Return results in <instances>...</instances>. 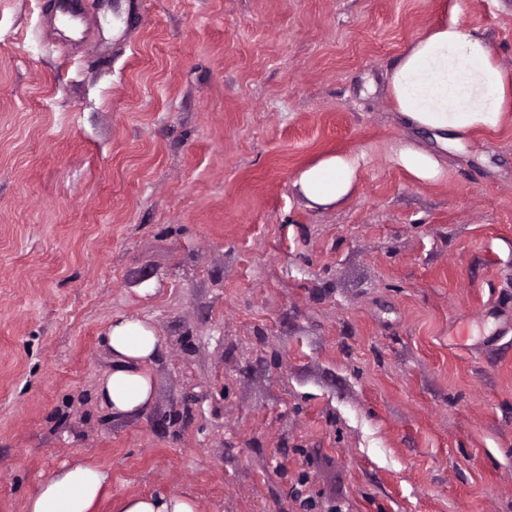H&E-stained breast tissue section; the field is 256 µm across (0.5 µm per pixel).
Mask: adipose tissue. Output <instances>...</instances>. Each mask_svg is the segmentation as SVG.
Masks as SVG:
<instances>
[{"label":"adipose tissue","instance_id":"1","mask_svg":"<svg viewBox=\"0 0 512 512\" xmlns=\"http://www.w3.org/2000/svg\"><path fill=\"white\" fill-rule=\"evenodd\" d=\"M387 91L398 115L415 130L427 133L435 148L402 143L398 164L417 182L436 183L447 175L442 151L468 137L499 131L512 120V73L495 57L488 40L451 17L415 37L387 77ZM360 156L330 154L304 168L295 184L308 207L345 205L354 195ZM103 344L110 367L96 395L112 417L133 418L155 401L150 369L161 340L142 320L116 316ZM111 484L100 464L75 460L42 482L25 504V512H95ZM117 512H198L187 492L129 496Z\"/></svg>","mask_w":512,"mask_h":512}]
</instances>
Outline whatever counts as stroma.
Masks as SVG:
<instances>
[{
  "label": "stroma",
  "mask_w": 512,
  "mask_h": 512,
  "mask_svg": "<svg viewBox=\"0 0 512 512\" xmlns=\"http://www.w3.org/2000/svg\"><path fill=\"white\" fill-rule=\"evenodd\" d=\"M104 2L66 55L0 0V512L78 458L98 512H512V121L423 184L386 91L456 7L512 72V0ZM342 152L356 194L306 208ZM116 315L162 343L133 419ZM361 157L329 154L304 168L295 180L310 208L340 207L354 195ZM110 368L101 377L96 395L114 418L146 413L155 401L150 365L161 351V340L146 321L116 316L102 337ZM117 512H198L189 492H156L129 496L117 505Z\"/></svg>",
  "instance_id": "obj_1"
}]
</instances>
